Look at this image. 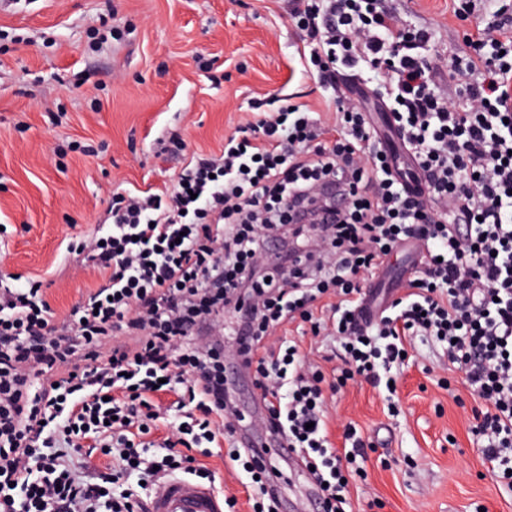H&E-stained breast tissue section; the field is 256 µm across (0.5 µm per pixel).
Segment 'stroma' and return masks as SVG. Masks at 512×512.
Masks as SVG:
<instances>
[{
    "label": "stroma",
    "mask_w": 512,
    "mask_h": 512,
    "mask_svg": "<svg viewBox=\"0 0 512 512\" xmlns=\"http://www.w3.org/2000/svg\"><path fill=\"white\" fill-rule=\"evenodd\" d=\"M391 5L431 32L429 59L458 98L463 36L485 12L459 19L460 0ZM301 50L288 0H0V273L41 280L65 317L100 279L73 247L107 232L113 193L164 187L194 155L219 153L258 104L289 97L334 120ZM224 343L241 428L263 437L257 392ZM410 352L388 384L359 379L327 400L330 441L343 446L349 425L367 446L352 512H512V488L472 433L461 373L431 338L412 337ZM204 463L216 490L237 497L234 512H251L248 476L224 449ZM277 466L281 512H312L299 461Z\"/></svg>",
    "instance_id": "1"
}]
</instances>
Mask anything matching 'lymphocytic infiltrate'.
<instances>
[{
    "label": "lymphocytic infiltrate",
    "instance_id": "1",
    "mask_svg": "<svg viewBox=\"0 0 512 512\" xmlns=\"http://www.w3.org/2000/svg\"><path fill=\"white\" fill-rule=\"evenodd\" d=\"M290 19L339 116L327 125L284 99L194 157L164 190L114 194L109 232L80 252L104 281L57 322L42 282L0 288V512H132L134 474L161 481L204 472L233 437L224 336L252 354L250 373L276 435L296 450L344 512L349 453L327 437L326 400L346 381L376 383L401 363L410 336L445 343L481 408L474 432L484 460L512 474V9L464 35L458 100L438 84L424 49L384 0H294ZM382 74L377 94L412 162L403 176L359 100L339 81ZM409 245L421 259L389 314L361 319L362 277ZM339 336L336 374L307 362L273 331ZM111 343L101 357L98 348ZM167 434L162 456L150 435ZM119 458L107 484L81 481L63 448ZM252 475L253 512H278V469L238 454Z\"/></svg>",
    "mask_w": 512,
    "mask_h": 512
}]
</instances>
